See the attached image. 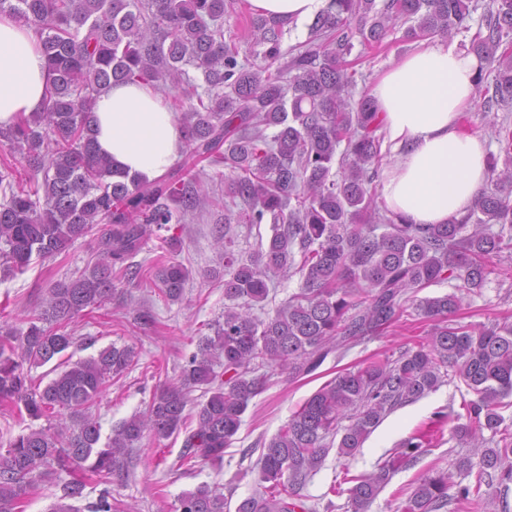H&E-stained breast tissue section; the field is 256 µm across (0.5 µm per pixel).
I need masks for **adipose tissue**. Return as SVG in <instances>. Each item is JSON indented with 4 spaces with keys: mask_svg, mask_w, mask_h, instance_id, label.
<instances>
[{
    "mask_svg": "<svg viewBox=\"0 0 512 512\" xmlns=\"http://www.w3.org/2000/svg\"><path fill=\"white\" fill-rule=\"evenodd\" d=\"M261 13L303 24L331 0H250ZM477 56L442 38L420 45L384 69L370 95L389 155L381 194L411 224H444L472 205L488 176L484 140L466 129L473 105ZM51 74L33 31L0 17V126L42 111ZM93 128L114 168L153 180L172 166L184 134L161 95L140 82H117L96 95Z\"/></svg>",
    "mask_w": 512,
    "mask_h": 512,
    "instance_id": "obj_1",
    "label": "adipose tissue"
}]
</instances>
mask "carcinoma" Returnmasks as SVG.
<instances>
[{
  "label": "carcinoma",
  "instance_id": "1",
  "mask_svg": "<svg viewBox=\"0 0 512 512\" xmlns=\"http://www.w3.org/2000/svg\"><path fill=\"white\" fill-rule=\"evenodd\" d=\"M235 0H0V14L22 19L42 47L53 78L43 111L0 127L9 156L0 161V257L17 270L32 257H49L96 234L89 271L54 282L26 321L0 336V405L24 428L0 452V512H22L45 481L61 483L52 512H78L85 477L104 485L88 512H131L112 497V478L144 438L163 439L185 423L190 395L202 390L195 429L185 437L178 465L220 463L242 415L267 385L266 368L299 377L352 343L395 326L412 308L432 322L429 333L398 358L372 359L342 370L307 398L270 439L259 460V489L235 512H313L298 490L332 447L352 457L395 408L437 390L449 377L474 398L468 422L451 429L456 470L473 483L448 493V473H422L404 512H496L509 508L512 418L501 414L512 396V323L477 327L457 318L455 293L414 301L410 294L457 280L468 293L498 277L494 260L512 258V123L492 121L506 157L492 161L491 187L446 224H407L375 201L380 178L379 113L365 93L351 101L359 42L380 46L397 25L404 38L453 40L470 31V0H331L309 26L306 41L281 50L282 23L252 18L265 65L240 61V47L224 39V13ZM469 50L495 72L476 78L488 114L512 111V0L492 6ZM195 71L202 82L190 75ZM113 81H141L179 89L182 132L193 163L152 181L112 169L92 135L91 103ZM273 128V135L267 130ZM224 165V192L233 212L210 191L201 163ZM338 169H333V165ZM224 209L244 224H271L264 246L246 259L224 241V320L203 336L179 376L156 386L142 411L123 420L100 443L92 408L107 384L139 362L132 345L114 344L66 365L44 387L28 369L43 366L74 345V319L112 299L120 285H154L181 300L188 269L174 257V238L158 231L184 224L189 213ZM154 266L134 258L152 239ZM298 274L301 286L262 319L276 277ZM59 418L61 422L51 423ZM349 424L342 425L343 421ZM431 446L413 435L367 475L344 478L350 512L368 508L394 473ZM68 479H63V476ZM224 494L207 484L183 493L172 512H229Z\"/></svg>",
  "mask_w": 512,
  "mask_h": 512
}]
</instances>
